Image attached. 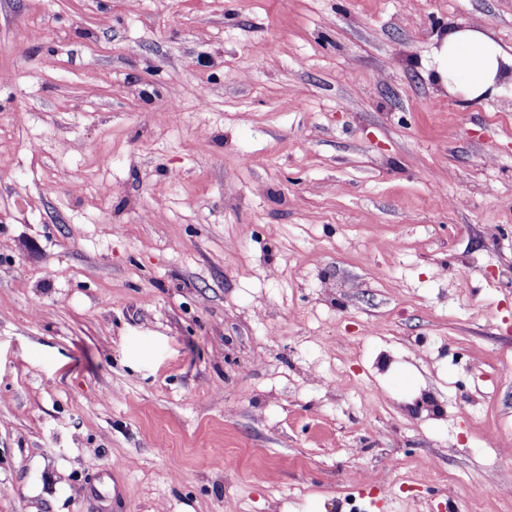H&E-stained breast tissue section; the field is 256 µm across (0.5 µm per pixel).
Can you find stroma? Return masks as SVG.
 Instances as JSON below:
<instances>
[{
	"mask_svg": "<svg viewBox=\"0 0 512 512\" xmlns=\"http://www.w3.org/2000/svg\"><path fill=\"white\" fill-rule=\"evenodd\" d=\"M471 24L0 0V512H505L512 92L426 77Z\"/></svg>",
	"mask_w": 512,
	"mask_h": 512,
	"instance_id": "stroma-1",
	"label": "stroma"
}]
</instances>
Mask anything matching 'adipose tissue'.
Wrapping results in <instances>:
<instances>
[{
    "mask_svg": "<svg viewBox=\"0 0 512 512\" xmlns=\"http://www.w3.org/2000/svg\"><path fill=\"white\" fill-rule=\"evenodd\" d=\"M431 76L435 84L478 102L512 89V52L482 26L450 27L437 39Z\"/></svg>",
    "mask_w": 512,
    "mask_h": 512,
    "instance_id": "ef3b65f1",
    "label": "adipose tissue"
}]
</instances>
